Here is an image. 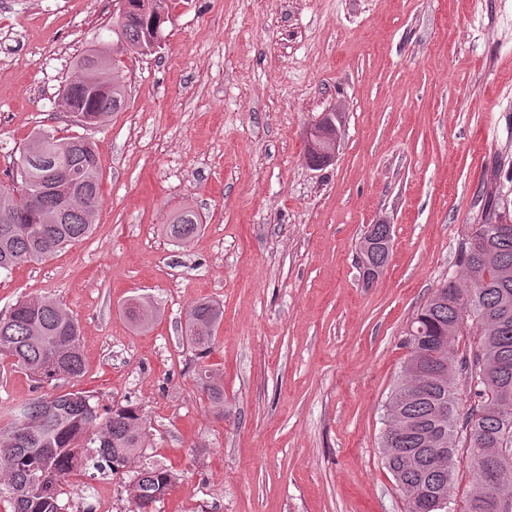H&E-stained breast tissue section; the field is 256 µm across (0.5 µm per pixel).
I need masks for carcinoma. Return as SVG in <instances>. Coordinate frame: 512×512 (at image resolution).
Wrapping results in <instances>:
<instances>
[{
  "label": "carcinoma",
  "instance_id": "cac0c4a2",
  "mask_svg": "<svg viewBox=\"0 0 512 512\" xmlns=\"http://www.w3.org/2000/svg\"><path fill=\"white\" fill-rule=\"evenodd\" d=\"M125 15L112 19V46H99L77 59L62 99L98 125L123 109L128 91L117 56L142 53L149 38L164 37L170 21V0H126ZM67 180L74 196L67 202L50 192ZM101 172L95 144L86 137L58 138L35 133L19 149L10 185H0V273L46 260L93 232ZM487 210L481 223L469 225L456 259L463 282L450 279L444 287L456 294L448 301L431 293L410 320L405 333L409 357L434 364L441 374L420 383L404 369V379L391 391L385 416L397 410L400 426L385 430V465L405 496V512H414L421 493L447 500L452 512L455 465L459 444L470 450L473 488L461 512H512V227L500 232ZM199 216L186 210L166 226L176 243L201 230ZM482 239L480 248L472 240ZM147 303L127 308L137 328L149 324ZM220 306L196 302L189 310L186 341L199 355L212 352L223 320ZM80 326L73 315L51 298L17 301L0 314V358L38 382L77 378L85 371ZM461 336L478 337L477 345L459 351ZM207 399L224 405V385L215 372L199 373ZM93 396L82 391L48 392L14 407L0 427V495L6 493L14 512H63L61 482L91 465L112 473L126 468L148 447V433L139 409L117 407L99 413ZM496 450V474L482 481L484 456ZM448 453L440 467L437 457ZM178 476L157 465L135 472L127 493L131 512H153L177 483Z\"/></svg>",
  "mask_w": 512,
  "mask_h": 512
}]
</instances>
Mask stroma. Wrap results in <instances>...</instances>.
I'll use <instances>...</instances> for the list:
<instances>
[{
  "instance_id": "1",
  "label": "stroma",
  "mask_w": 512,
  "mask_h": 512,
  "mask_svg": "<svg viewBox=\"0 0 512 512\" xmlns=\"http://www.w3.org/2000/svg\"><path fill=\"white\" fill-rule=\"evenodd\" d=\"M115 3L0 0V183L40 130L87 134L101 170L93 234L1 275L0 313L51 296L78 320L86 370L57 388L141 410L131 470L179 476L154 512H403L382 437L405 328L483 208L512 219V0H174L160 48L122 59L124 109L84 132L59 90ZM333 110L336 157L311 167L305 133ZM185 209L203 227L178 245ZM373 224L392 251L369 279ZM204 298L224 312L205 358L183 338ZM40 393L0 368V424ZM127 480L78 473L60 503L130 512ZM199 216L191 210L175 215L166 226L167 236L176 243H184L194 238L201 230ZM199 375L201 389L207 399L218 406L224 404V385L215 372L210 369H202Z\"/></svg>"
}]
</instances>
